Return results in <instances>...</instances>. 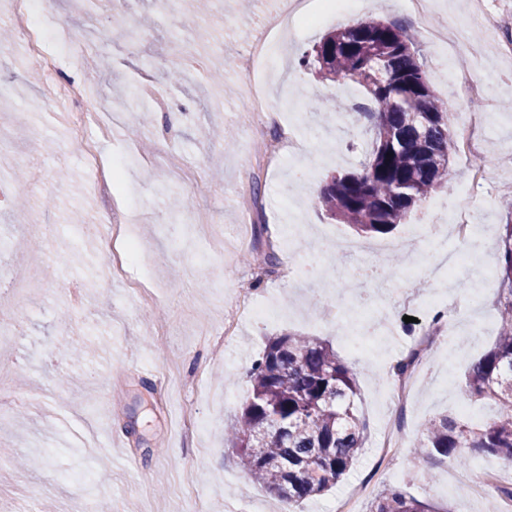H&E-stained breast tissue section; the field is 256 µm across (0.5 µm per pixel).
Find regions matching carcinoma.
<instances>
[{"mask_svg": "<svg viewBox=\"0 0 512 512\" xmlns=\"http://www.w3.org/2000/svg\"><path fill=\"white\" fill-rule=\"evenodd\" d=\"M302 63L325 80L366 87L374 109L357 113L373 126L360 170L337 173L319 192L327 215L365 234H388L452 179L454 113L432 91L411 36L380 20L346 25L324 36ZM493 347L468 369L461 391L492 402L483 425L448 414L428 420L415 454L464 466L486 453L512 466V224L503 226ZM251 391L224 428L250 478L293 504L336 486L354 465L367 425L353 411L357 373L329 345L310 336L271 339L248 372ZM371 512H447L400 487L378 493Z\"/></svg>", "mask_w": 512, "mask_h": 512, "instance_id": "carcinoma-1", "label": "carcinoma"}]
</instances>
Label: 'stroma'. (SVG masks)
I'll list each match as a JSON object with an SVG mask.
<instances>
[{"mask_svg": "<svg viewBox=\"0 0 512 512\" xmlns=\"http://www.w3.org/2000/svg\"><path fill=\"white\" fill-rule=\"evenodd\" d=\"M471 0H431L428 13L411 20L407 0H369L354 14L327 7L310 10L265 70L267 96L277 111L300 116L299 150L267 173L254 169L266 133L250 128L246 114L244 50L267 31L268 10H242L239 0H209L205 9L166 11L160 0H128L124 16L140 24L135 38L111 34L107 47L91 41V30L109 29V0H47L48 26L64 24L72 34L59 85L84 84L88 103L103 120L108 105L126 108L127 126L98 140L100 153L139 159L118 181L99 192L88 181L79 144L67 133V115L57 108L56 87L25 63L26 48L13 38L0 55V87L15 94V109L0 114L18 180L0 204V295L10 296L19 279L35 281L18 307L0 309V512H85L95 503L104 512H275L279 499L253 482L224 441V427L248 393L247 372L269 339L299 333L328 341L358 371L355 401L368 424L366 442L354 466L323 495L292 507L293 512H331L340 500L355 499L370 512L377 494L398 486L448 507L449 512H488L474 485L486 472L512 484V469L496 457L475 455L449 472L400 449L388 465L379 463L387 427L409 443L424 423L441 414L470 410L475 422L489 420L492 405L464 397L458 384L470 365L496 340L500 317L498 280L485 278L482 262L465 264L453 282L435 281L426 267L407 271L431 243L410 232L455 221L457 203L467 201L464 184L474 158L452 157L453 179L432 198L436 212L412 211L389 234L357 236L354 229L318 207L310 186L365 162L371 134L337 113L348 98L366 100L363 87L319 80L300 62L326 34L370 19L405 26L437 97L456 109L452 74L469 71L496 102L485 130L489 186L512 181V164H498L502 145L512 143V80L508 65L489 47L490 36L470 21L454 53L427 43L422 30L447 19ZM210 54L194 80L172 82L174 67L200 49ZM150 70L159 92L146 102L131 94L141 71ZM231 130L233 145L207 138V130ZM175 154L204 170L202 180L176 183L164 158ZM174 182V181H173ZM121 203L137 240L153 253L154 288H138L135 261L112 272V248L105 219ZM206 211L212 224L193 223ZM512 219L502 199L491 207L474 204L471 220L487 224L490 261H497L503 226ZM330 229L340 239H361L369 248L390 246L403 263L362 294L341 283L358 257L318 250L317 238ZM274 250L278 262L253 285L255 300L279 309L263 321L237 317V289L255 267L251 256ZM319 262L332 276L305 286L299 265ZM446 294L448 318L470 336L463 355L431 358L413 407L382 400L388 365L421 332L418 302L432 292ZM344 320L382 316L398 325L392 338L346 336L329 316ZM238 318L232 346L224 344V323Z\"/></svg>", "mask_w": 512, "mask_h": 512, "instance_id": "35a3bbf8", "label": "stroma"}]
</instances>
